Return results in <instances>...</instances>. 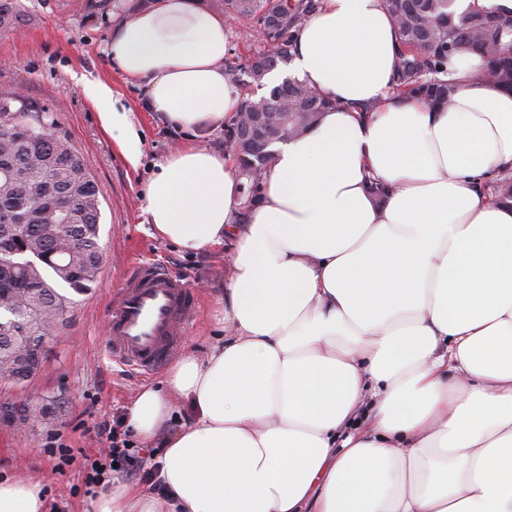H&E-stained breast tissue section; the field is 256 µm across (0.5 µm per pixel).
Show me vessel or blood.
<instances>
[{"label":"vessel or blood","instance_id":"b4317fda","mask_svg":"<svg viewBox=\"0 0 512 512\" xmlns=\"http://www.w3.org/2000/svg\"><path fill=\"white\" fill-rule=\"evenodd\" d=\"M197 316L191 287L162 264L142 260L111 300L109 356L145 373L164 366Z\"/></svg>","mask_w":512,"mask_h":512}]
</instances>
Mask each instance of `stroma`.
Instances as JSON below:
<instances>
[{
    "mask_svg": "<svg viewBox=\"0 0 512 512\" xmlns=\"http://www.w3.org/2000/svg\"><path fill=\"white\" fill-rule=\"evenodd\" d=\"M152 0H22L28 21L21 32L0 30V94L53 113L100 190V243L104 259L94 288L69 294L71 304L44 351V364L30 382H0V475L23 472L49 490L54 512H86L79 465L57 469L54 446L67 444L98 456L95 423L124 429L127 406L158 374L112 361L103 338L109 299L133 262L152 258L194 287L198 317L182 336L178 353H206L216 332V298L224 290V254L193 256L153 234L143 212L142 191L156 162L188 140L229 155L223 128L198 136L173 131L160 113L150 111L142 88L127 83L112 65L105 45L117 19L131 16ZM107 83L131 110L142 139L139 167H131L111 131L84 92L86 83ZM21 410L24 423L2 417Z\"/></svg>",
    "mask_w": 512,
    "mask_h": 512,
    "instance_id": "35a3bbf8",
    "label": "stroma"
}]
</instances>
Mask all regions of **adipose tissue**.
<instances>
[{
    "mask_svg": "<svg viewBox=\"0 0 512 512\" xmlns=\"http://www.w3.org/2000/svg\"><path fill=\"white\" fill-rule=\"evenodd\" d=\"M398 47L383 0H322L293 66L338 106L276 144L253 203L222 155L156 163L155 234L228 255L223 334L126 409L142 444L164 440L151 485L113 478L88 512H512V205L486 193L512 171V91L465 52L450 105L395 96ZM106 50L169 124L240 108L199 0H155ZM84 91L138 164L126 107ZM181 398L195 417L174 430ZM0 512H51L43 484L1 478Z\"/></svg>",
    "mask_w": 512,
    "mask_h": 512,
    "instance_id": "1",
    "label": "adipose tissue"
}]
</instances>
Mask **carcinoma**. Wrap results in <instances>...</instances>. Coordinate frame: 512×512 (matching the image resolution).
Returning <instances> with one entry per match:
<instances>
[{
  "mask_svg": "<svg viewBox=\"0 0 512 512\" xmlns=\"http://www.w3.org/2000/svg\"><path fill=\"white\" fill-rule=\"evenodd\" d=\"M399 35L394 76L395 90L406 96L447 105L453 87L437 78L448 59L463 50L487 60V72L497 84L512 90V57L498 49L512 42V15L462 9L458 0H385ZM320 6V0H224V13L256 21L288 9V19L265 30V39L252 54L270 65L252 70L259 85L265 76L288 64L296 32ZM25 24L21 0H0V29ZM271 92L282 97L281 111L290 113L288 137L302 134L318 116L337 105L304 82L288 78ZM15 98L0 96V161L10 162L17 177L0 183V244L18 255L0 252V343L6 345L25 325L24 313L47 307L53 314L46 332L63 320L70 301L49 279L63 282L80 294L92 288L103 259L100 244V199L96 182L66 134L48 138L45 129L56 126L50 113ZM70 213L81 235L72 251L59 237L54 210Z\"/></svg>",
  "mask_w": 512,
  "mask_h": 512,
  "instance_id": "obj_1",
  "label": "carcinoma"
}]
</instances>
